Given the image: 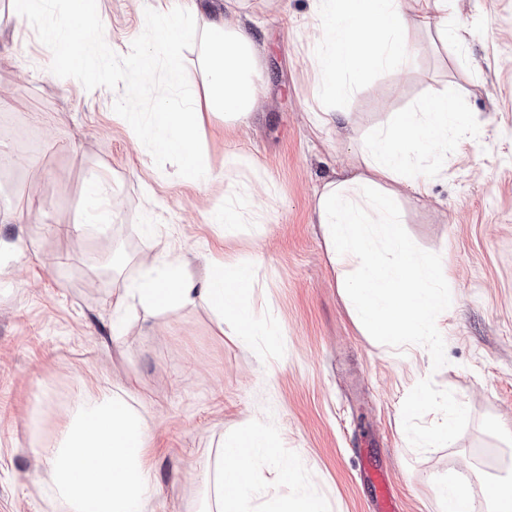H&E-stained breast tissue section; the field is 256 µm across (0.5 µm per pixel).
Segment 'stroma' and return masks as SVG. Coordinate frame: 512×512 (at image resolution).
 Wrapping results in <instances>:
<instances>
[{
    "label": "stroma",
    "instance_id": "stroma-1",
    "mask_svg": "<svg viewBox=\"0 0 512 512\" xmlns=\"http://www.w3.org/2000/svg\"><path fill=\"white\" fill-rule=\"evenodd\" d=\"M205 16L246 27L263 48L261 107L240 125L203 114L206 184L178 181L156 147L157 99L131 69L155 44L156 0H101L100 35L85 66L51 67L44 23L71 24L69 0L16 18L0 0V200L32 212L0 223V512H64L37 450L61 437L86 395L132 385L153 429L154 512H200L207 449L260 429L275 452L261 459L251 505L307 493L330 512H369L359 459L387 470L402 512H448L440 488L468 481L485 500L512 482V0H455L460 44L411 27L408 70L373 68L331 101L350 131L314 128L315 0H201ZM448 94L462 109L444 155L412 152L430 194L399 191L400 236L417 259L447 267L448 329L404 344L365 326L349 298L352 266L336 263L312 221L317 192L359 160L393 113ZM134 107L136 127L124 111ZM102 182L112 221L76 239L87 187ZM231 206L223 226L212 211ZM168 242L172 257L251 259L252 299L267 333L243 341L204 307L134 317L114 339L116 288L138 276L135 258ZM463 412L436 436L449 401ZM298 466V484L281 468Z\"/></svg>",
    "mask_w": 512,
    "mask_h": 512
}]
</instances>
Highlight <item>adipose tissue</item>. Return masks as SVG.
Returning <instances> with one entry per match:
<instances>
[{
	"instance_id": "adipose-tissue-1",
	"label": "adipose tissue",
	"mask_w": 512,
	"mask_h": 512,
	"mask_svg": "<svg viewBox=\"0 0 512 512\" xmlns=\"http://www.w3.org/2000/svg\"><path fill=\"white\" fill-rule=\"evenodd\" d=\"M449 0H318V21L329 48L318 62L320 87L333 92L358 78L366 67H405L416 52L409 37L412 25L435 31L444 42L461 37L463 23L449 25ZM74 26L65 32L42 29L53 45V63L71 66L83 60L85 46L97 36L99 0H71ZM196 0H158L162 32L158 53L131 62L160 102L155 114L157 147L177 162L179 176L199 180L210 171L209 157L197 136L203 113L247 121L259 106L261 54L247 30L215 17L197 24ZM198 45L205 72L206 96L185 93L170 107L168 92L180 81L181 50ZM163 57L165 80L155 83L156 57ZM458 102L442 95L423 111L400 112L371 139L362 155L363 172L325 183L315 206V219L341 263H354L358 275L348 292L364 324L401 341L408 336H434L442 316L439 284L447 268L418 262L404 240H395L397 257L385 262L371 248L363 228L378 224L396 230L401 216L390 180L418 195L429 192L425 171L408 165L404 148L447 153L450 128L460 125ZM140 273L119 288L114 301L118 319L113 335H123L125 317L157 316L171 309L209 306L216 319L227 318L233 332L247 340L264 333L248 296L253 288L251 265L209 260L202 276L192 275L184 260L167 257L157 243L153 255L139 259ZM131 390L122 386L99 396H86L67 420L59 442L39 454L66 512H147L155 476L147 459L152 430L133 409ZM270 446L249 433L223 439L202 475L207 499L203 512H252L251 477Z\"/></svg>"
}]
</instances>
